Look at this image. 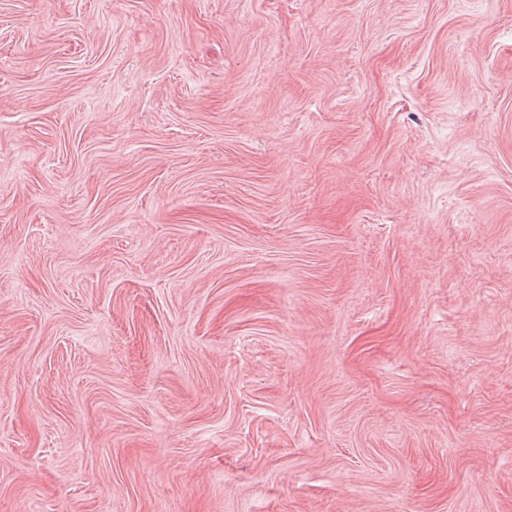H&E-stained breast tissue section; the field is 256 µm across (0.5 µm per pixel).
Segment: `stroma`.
Wrapping results in <instances>:
<instances>
[{
    "instance_id": "35a3bbf8",
    "label": "stroma",
    "mask_w": 512,
    "mask_h": 512,
    "mask_svg": "<svg viewBox=\"0 0 512 512\" xmlns=\"http://www.w3.org/2000/svg\"><path fill=\"white\" fill-rule=\"evenodd\" d=\"M0 512H512V0H0Z\"/></svg>"
}]
</instances>
